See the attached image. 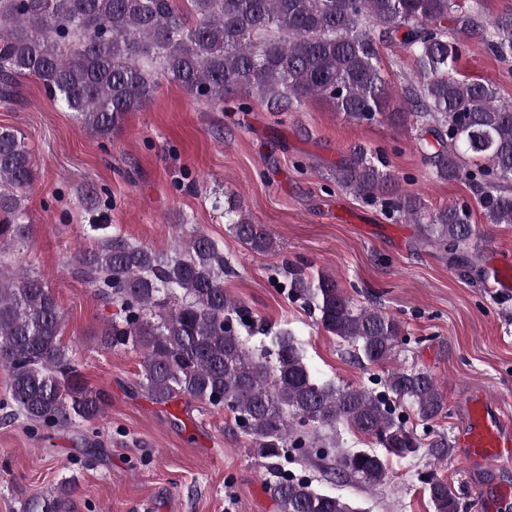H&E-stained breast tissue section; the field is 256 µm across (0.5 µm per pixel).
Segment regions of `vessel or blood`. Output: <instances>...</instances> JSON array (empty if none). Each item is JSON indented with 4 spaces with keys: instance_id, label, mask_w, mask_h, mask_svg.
<instances>
[{
    "instance_id": "b4317fda",
    "label": "vessel or blood",
    "mask_w": 512,
    "mask_h": 512,
    "mask_svg": "<svg viewBox=\"0 0 512 512\" xmlns=\"http://www.w3.org/2000/svg\"><path fill=\"white\" fill-rule=\"evenodd\" d=\"M465 460L480 468L512 466V420L487 396H471L467 418L457 432Z\"/></svg>"
}]
</instances>
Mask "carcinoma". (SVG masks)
I'll use <instances>...</instances> for the list:
<instances>
[{"label": "carcinoma", "instance_id": "obj_1", "mask_svg": "<svg viewBox=\"0 0 512 512\" xmlns=\"http://www.w3.org/2000/svg\"><path fill=\"white\" fill-rule=\"evenodd\" d=\"M380 28L374 35L373 28ZM512 63V10L488 15L482 0H0V102L33 77L46 95L90 135L112 139L130 112L143 108L160 82L182 87L198 105L247 112L257 99L273 112H295L320 99L354 122H392L416 132L424 164L437 181L465 180L477 193L485 233L512 224V103L495 85L457 73L465 38ZM399 45L408 67V112L391 111V91L377 41ZM36 164L24 139L0 129V369L6 398L38 433L80 427L100 417L106 397L84 384L62 337L64 314L35 272L12 268L10 249L29 237L28 201ZM336 182L362 200L379 202L408 224L420 241L470 272L478 268L479 234L468 204L433 210L355 145L333 171ZM79 200L98 214L103 235L69 259L72 276L116 308L100 344L142 355L139 386L165 404L177 396L229 413L265 459L266 488L279 512H360L337 494L283 469L281 460L317 448L319 433L350 431L374 440L349 449L336 475L371 488L386 483L387 459H405L418 442L396 403L412 406L429 424L445 409L437 380L422 370L388 372L384 391L319 380L294 333L273 329L224 287L231 272L224 249L194 231L167 255L133 243L110 225L104 188L88 186ZM237 240L265 254L273 240L261 224L224 210ZM288 296L318 313L329 334L348 343L360 363L391 358L401 322L378 306H358L336 277L283 267ZM270 337L249 349L242 332ZM428 454L448 457V436L434 435ZM434 512H460L448 482L426 479ZM71 483L32 496L23 512H69Z\"/></svg>", "mask_w": 512, "mask_h": 512}]
</instances>
